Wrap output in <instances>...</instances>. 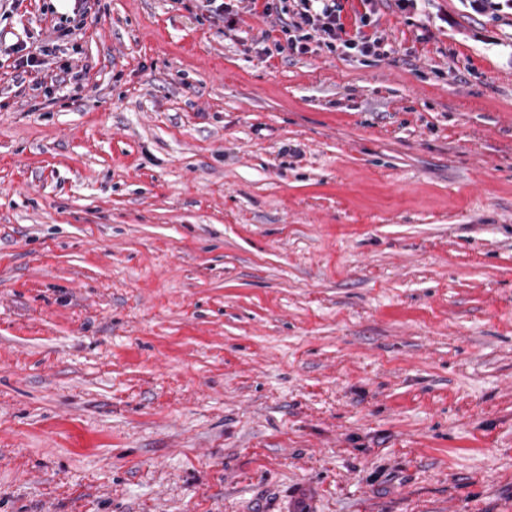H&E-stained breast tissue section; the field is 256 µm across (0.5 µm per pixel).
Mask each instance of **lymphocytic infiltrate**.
Masks as SVG:
<instances>
[{"mask_svg": "<svg viewBox=\"0 0 512 512\" xmlns=\"http://www.w3.org/2000/svg\"><path fill=\"white\" fill-rule=\"evenodd\" d=\"M376 0H360L362 10L346 24L342 8L336 0H202L201 7L214 19L234 25L240 12L276 16L277 33H264L262 52L266 57L285 53L305 54L311 46L328 52L340 51L363 57L384 55L381 37L374 34ZM57 40L51 44L35 45L19 37L0 47V57L9 59L16 78L30 76L35 87H42V72L55 63L61 43L75 33L69 23H59Z\"/></svg>", "mask_w": 512, "mask_h": 512, "instance_id": "1", "label": "lymphocytic infiltrate"}]
</instances>
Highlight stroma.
Here are the masks:
<instances>
[{"label": "stroma", "mask_w": 512, "mask_h": 512, "mask_svg": "<svg viewBox=\"0 0 512 512\" xmlns=\"http://www.w3.org/2000/svg\"><path fill=\"white\" fill-rule=\"evenodd\" d=\"M375 19L96 0L0 73V512H512V0ZM337 0H202L201 8L209 18L224 20L233 26L240 10L264 16L276 15L279 29L266 31L258 42L263 44L261 53L268 58L274 54H305L309 44L315 42L319 48L330 53L341 49L346 54L362 57H379L387 53L383 39L377 32L365 31L374 28L376 20V0H359L362 12L354 16L353 31L349 32L342 16V7ZM272 31L279 36L273 37ZM271 42L272 48L268 45ZM70 20L68 18L65 19V23L61 21L59 25L56 27L57 41L50 44L44 45H36L34 46L32 43L27 41V36L20 37L16 34H13L15 37V41L7 44L6 39H4V43L2 42V30H0V68L4 67L5 63L10 59L12 63L7 64V68H11L15 73L14 80H21V84L25 81V75L32 77L29 82L34 83V87L32 89L41 88L43 85L42 77L39 75L48 70L52 64L57 63L56 58H58V53L64 52L62 49L63 45H59L58 41L64 42L69 39L73 35H75V30L78 29L77 26H70ZM4 45V48H3ZM2 56H5L4 61L2 60Z\"/></svg>", "instance_id": "35a3bbf8"}]
</instances>
